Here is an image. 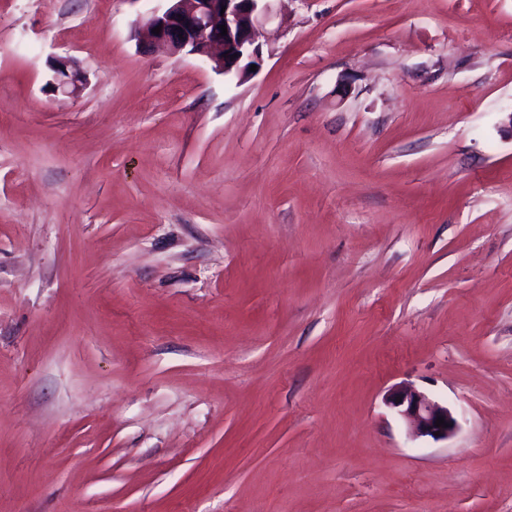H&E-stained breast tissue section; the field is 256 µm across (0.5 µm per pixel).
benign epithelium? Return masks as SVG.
<instances>
[{
  "mask_svg": "<svg viewBox=\"0 0 512 512\" xmlns=\"http://www.w3.org/2000/svg\"><path fill=\"white\" fill-rule=\"evenodd\" d=\"M168 7L153 12L142 24L146 40L173 55H196L208 59L212 69L240 79L252 75L251 65H260L258 34L272 13L273 0H167ZM227 26L221 35L220 26ZM161 27L160 33L152 29ZM46 87L54 95L77 96L86 76L76 61L57 58ZM384 404L404 420L413 437L435 441L452 437L458 429L453 411L413 385L402 383L388 390ZM442 418L445 425L437 427Z\"/></svg>",
  "mask_w": 512,
  "mask_h": 512,
  "instance_id": "7a95c632",
  "label": "benign epithelium"
}]
</instances>
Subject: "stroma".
<instances>
[{
    "mask_svg": "<svg viewBox=\"0 0 512 512\" xmlns=\"http://www.w3.org/2000/svg\"><path fill=\"white\" fill-rule=\"evenodd\" d=\"M165 6L0 0V512H512V0ZM168 7L154 11L140 25L146 40L172 55L205 57L212 69L239 79L252 75L261 61L258 34L272 13L275 0H165ZM222 6H226L221 14ZM218 25L227 26L220 36ZM161 26L159 34L152 29ZM182 34V38H179ZM237 54L234 60L231 55ZM51 69L52 75L46 87L52 94L79 95L86 83V76L76 61L69 57H59L56 58ZM397 398H401V402H397ZM384 403L408 424L415 438L448 440L458 429L457 418L448 404L443 405L433 400L411 384L402 383L389 389ZM437 418H443L448 427L435 426ZM437 431H440L439 435H435Z\"/></svg>",
    "mask_w": 512,
    "mask_h": 512,
    "instance_id": "35a3bbf8",
    "label": "stroma"
}]
</instances>
